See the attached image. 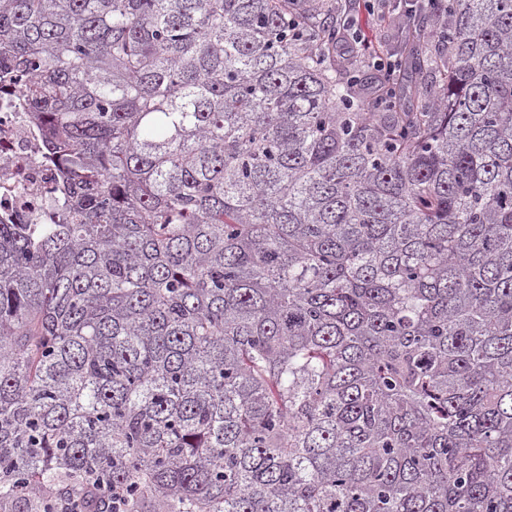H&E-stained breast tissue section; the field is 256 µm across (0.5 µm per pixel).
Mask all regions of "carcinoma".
<instances>
[{
    "label": "carcinoma",
    "instance_id": "carcinoma-1",
    "mask_svg": "<svg viewBox=\"0 0 512 512\" xmlns=\"http://www.w3.org/2000/svg\"><path fill=\"white\" fill-rule=\"evenodd\" d=\"M434 2L389 79L351 5L0 0V512H512V0ZM22 95L17 85L0 91V218L6 224H32L53 199L41 130Z\"/></svg>",
    "mask_w": 512,
    "mask_h": 512
}]
</instances>
